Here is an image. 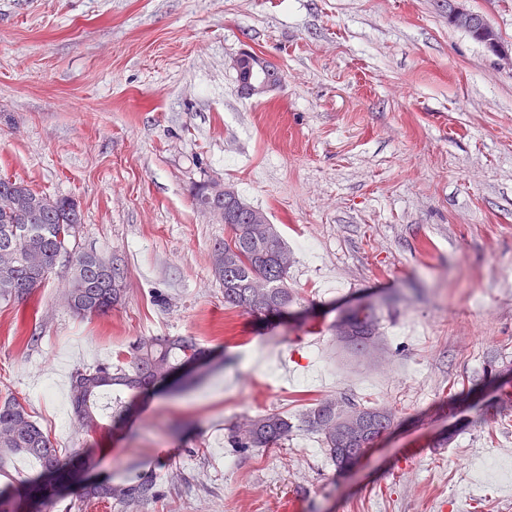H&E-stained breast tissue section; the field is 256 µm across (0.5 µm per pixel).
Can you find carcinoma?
Instances as JSON below:
<instances>
[{
	"label": "carcinoma",
	"instance_id": "1",
	"mask_svg": "<svg viewBox=\"0 0 512 512\" xmlns=\"http://www.w3.org/2000/svg\"><path fill=\"white\" fill-rule=\"evenodd\" d=\"M196 203L214 212L224 207L235 220L225 225L224 240L212 249V274L224 292V305L240 308L257 317L287 312L297 297L288 288L292 257L267 214L252 206L238 210L240 200L224 201V191L215 183L201 184ZM77 202L67 196L51 197L24 182L0 176V304L25 302L45 283L62 249L75 252L65 294L67 307L75 314L95 316L122 301L123 260L79 250ZM336 341L356 353L378 346L376 316L368 308L364 317L354 313L336 324ZM208 356V349L191 336H140L115 362L77 370L72 380L71 405L75 425L85 431L98 427L106 416L122 420L128 409L126 392H138L167 380L175 372ZM361 420V433L342 429L352 414ZM395 413L386 407L366 405L345 397L318 400L304 415L307 430L317 434L322 448L340 472L368 451V435L392 427ZM288 416L268 413L252 419L247 429L230 430L233 447L279 448L292 432ZM17 454L34 457L41 472L66 479L73 452L62 456L49 436L32 419L27 408L13 395L0 398V469ZM157 494V477L136 465L127 477L114 483L106 478L81 488L82 501L102 500L135 508ZM18 496L41 500L52 496V488L37 478L19 480Z\"/></svg>",
	"mask_w": 512,
	"mask_h": 512
}]
</instances>
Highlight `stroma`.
Listing matches in <instances>:
<instances>
[{
  "instance_id": "1",
  "label": "stroma",
  "mask_w": 512,
  "mask_h": 512,
  "mask_svg": "<svg viewBox=\"0 0 512 512\" xmlns=\"http://www.w3.org/2000/svg\"><path fill=\"white\" fill-rule=\"evenodd\" d=\"M245 48L282 75L260 99L230 67ZM4 174L75 198L79 246L125 265L103 316L66 306L62 265L0 305V394L92 455L76 478L155 471L136 512H512L487 467L512 463V66L437 0H0ZM206 181L291 248L282 321L225 307ZM360 304L379 319L367 355L331 331ZM140 336H193L214 359L135 398L122 430L76 432L72 372ZM330 395L397 417L347 473L303 430L227 443ZM287 415L268 413L252 419L247 429L240 431L233 427L230 439L233 448L247 451L252 448H279L286 441L293 429Z\"/></svg>"
}]
</instances>
